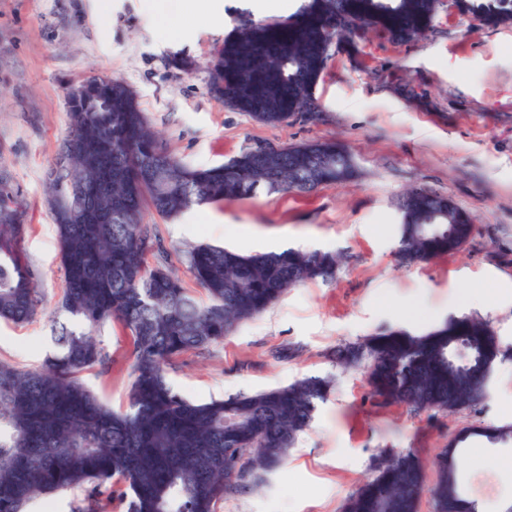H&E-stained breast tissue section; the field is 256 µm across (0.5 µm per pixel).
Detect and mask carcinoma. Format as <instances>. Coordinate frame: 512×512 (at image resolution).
<instances>
[{"label":"carcinoma","mask_w":512,"mask_h":512,"mask_svg":"<svg viewBox=\"0 0 512 512\" xmlns=\"http://www.w3.org/2000/svg\"><path fill=\"white\" fill-rule=\"evenodd\" d=\"M454 5L487 26L512 23V0ZM438 8V0H310L289 29L247 21L224 41L217 95L261 122L283 123L308 103L337 16L362 17L404 41L426 30ZM49 171L65 281L58 308L72 323L54 329L53 352L40 369L0 362V512H25L33 500L68 489L82 492L74 512H104L103 502L114 499L123 512H217L286 458L325 400L327 381L310 376L195 403L169 384L167 369L184 352L224 341L288 289L333 276L337 257L195 246L186 257L208 295L201 304L168 272L169 251L143 208L172 221L194 205L344 181L352 164L336 146L310 143L189 166L156 138L134 92L114 81L69 108V130ZM401 211L396 256L403 265L452 255L474 231L452 201L423 189L407 192ZM25 233L19 190L8 180L0 186V319L13 323L41 304L21 259ZM114 323L132 340L133 381L120 412L79 379L84 370L112 368L98 333ZM499 353L490 325L465 316L426 335L394 331L340 350L347 364L368 358L372 399L416 413L477 406ZM435 466L438 480L426 489L414 450L375 457V477L349 497L345 512H415L425 490L435 512H478L462 497L450 451Z\"/></svg>","instance_id":"1"}]
</instances>
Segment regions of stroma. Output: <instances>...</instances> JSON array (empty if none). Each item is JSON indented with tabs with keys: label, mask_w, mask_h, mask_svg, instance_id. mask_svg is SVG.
<instances>
[{
	"label": "stroma",
	"mask_w": 512,
	"mask_h": 512,
	"mask_svg": "<svg viewBox=\"0 0 512 512\" xmlns=\"http://www.w3.org/2000/svg\"><path fill=\"white\" fill-rule=\"evenodd\" d=\"M180 31L171 38L158 17ZM240 23L188 12L185 0H0V168L24 201L25 260L42 303L28 322H0V361L40 367L52 352L49 316L64 288L45 175L69 121L66 90L94 75L125 82L151 128L193 166L228 162L271 144L333 143L351 157L353 179L309 192H262L159 221L170 268L198 300L206 295L185 249L222 245L243 254L275 244L337 253L333 278L291 288L223 342L182 354L169 381L194 401L287 385L309 375L331 388L311 426L264 485L227 500L221 512H344L348 496L371 480L373 457L390 449L420 454L424 484L433 461L470 427H512V24L481 25L438 10L419 37L397 42L364 27L341 38L312 89L316 111L267 125L211 89L208 63ZM450 198L474 232L464 249L399 266L400 202L413 188ZM481 293L482 302L471 299ZM490 324L505 357L493 365L485 398L473 409L413 413L369 395L366 363H339V347L393 330L423 334L449 317ZM109 373L82 381L112 409L130 390V340L108 327ZM512 455V437H471L456 455L464 495L491 505L512 485V469L489 468Z\"/></svg>",
	"instance_id": "35a3bbf8"
}]
</instances>
